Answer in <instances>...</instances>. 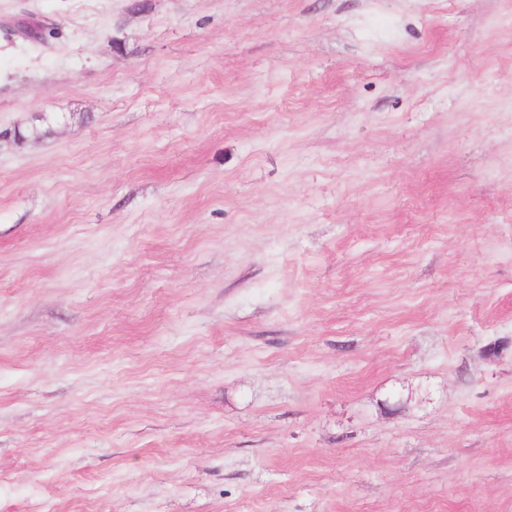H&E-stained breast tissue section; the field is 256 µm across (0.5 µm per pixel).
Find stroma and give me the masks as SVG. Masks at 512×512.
I'll return each instance as SVG.
<instances>
[{
  "instance_id": "stroma-1",
  "label": "stroma",
  "mask_w": 512,
  "mask_h": 512,
  "mask_svg": "<svg viewBox=\"0 0 512 512\" xmlns=\"http://www.w3.org/2000/svg\"><path fill=\"white\" fill-rule=\"evenodd\" d=\"M0 512H512V0H0Z\"/></svg>"
}]
</instances>
